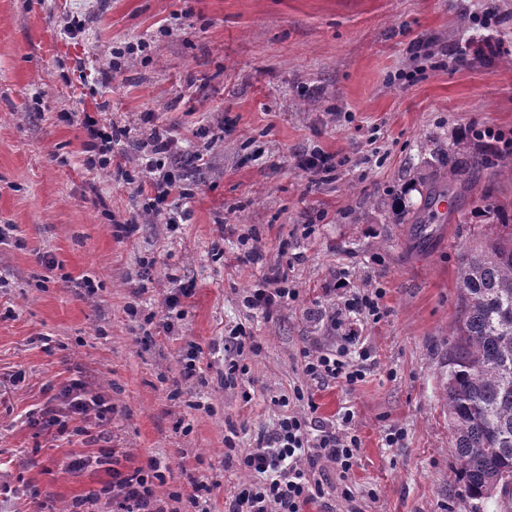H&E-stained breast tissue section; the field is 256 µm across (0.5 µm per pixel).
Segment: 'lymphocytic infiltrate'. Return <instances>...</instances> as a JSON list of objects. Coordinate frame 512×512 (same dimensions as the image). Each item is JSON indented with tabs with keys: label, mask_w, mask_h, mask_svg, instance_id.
Here are the masks:
<instances>
[{
	"label": "lymphocytic infiltrate",
	"mask_w": 512,
	"mask_h": 512,
	"mask_svg": "<svg viewBox=\"0 0 512 512\" xmlns=\"http://www.w3.org/2000/svg\"><path fill=\"white\" fill-rule=\"evenodd\" d=\"M82 126L89 137L87 168L107 170L112 165L115 131L91 115L84 117ZM178 152V143L171 138L156 135L142 144L138 165L149 175L147 188L140 191L143 216L158 214L175 189L169 164ZM268 282V287L253 289L248 295L251 308L268 313L298 295L288 285L287 272L277 271ZM347 355L344 348L303 351V374L316 382L340 380L352 385L362 381V363L369 360V351L360 349L361 362L357 365ZM224 445L234 452L238 470L249 477L239 485L227 512H305L309 503L323 496L321 482L311 479L318 464L332 463L340 478H347L360 449L356 435L333 425L316 424L313 418L293 411L283 414L254 447L238 449L230 438ZM160 477V463L153 458L127 473L113 470L112 505L116 512H165L155 494V482Z\"/></svg>",
	"instance_id": "1"
}]
</instances>
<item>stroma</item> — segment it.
Returning a JSON list of instances; mask_svg holds the SVG:
<instances>
[{
	"label": "stroma",
	"mask_w": 512,
	"mask_h": 512,
	"mask_svg": "<svg viewBox=\"0 0 512 512\" xmlns=\"http://www.w3.org/2000/svg\"><path fill=\"white\" fill-rule=\"evenodd\" d=\"M482 0H0V512H70L112 472L69 469L114 452L128 471L162 462L160 499L188 494L190 477L214 483L224 512L241 475L224 438L254 446L279 412L272 397L300 387L317 423H340L361 448L343 497L333 465L320 466L325 496L306 512H473L448 451L440 360L456 316L461 254L495 221L477 215L485 194L512 201V178L481 172L459 193L467 223L429 225L415 242L395 200L420 203L419 180L448 165L472 136L476 154L512 166V0L479 23ZM83 30L70 29L72 19ZM145 53L112 71L115 48ZM496 55H481L485 41ZM127 128L119 151L147 130L178 139L186 198L180 224L155 219L131 234L135 184L86 171L82 111ZM319 149L343 164L312 177L300 154ZM262 258L240 263L241 237ZM54 262L41 263V256ZM152 260L147 290L128 278ZM298 296L267 315L244 298L272 269ZM93 280L94 298L82 279ZM196 290L175 332L144 339L126 307L164 318L171 279ZM378 288V322L352 320L371 348L354 385L319 384L301 369L305 349L339 345L329 315L350 293ZM243 327L261 350L249 383L224 385V338ZM201 350L202 382L172 395L186 343ZM84 377L112 401L103 426L74 417L84 435L31 423L50 388ZM202 409H195V402ZM405 438L386 445L391 428Z\"/></svg>",
	"instance_id": "35a3bbf8"
}]
</instances>
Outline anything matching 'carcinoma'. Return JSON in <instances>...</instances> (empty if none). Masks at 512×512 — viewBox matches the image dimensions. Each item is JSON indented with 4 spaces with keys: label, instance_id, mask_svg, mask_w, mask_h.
Returning a JSON list of instances; mask_svg holds the SVG:
<instances>
[{
    "label": "carcinoma",
    "instance_id": "obj_1",
    "mask_svg": "<svg viewBox=\"0 0 512 512\" xmlns=\"http://www.w3.org/2000/svg\"><path fill=\"white\" fill-rule=\"evenodd\" d=\"M448 169L435 173L422 191L423 206L399 208L406 224L423 231L437 215L432 204L456 188L470 185L478 169H503L475 156L463 140L448 149ZM478 211L496 219L503 231L479 236L459 260L457 317L442 357L443 408L451 431L449 451L465 496L492 512H512V202L486 196Z\"/></svg>",
    "mask_w": 512,
    "mask_h": 512
}]
</instances>
